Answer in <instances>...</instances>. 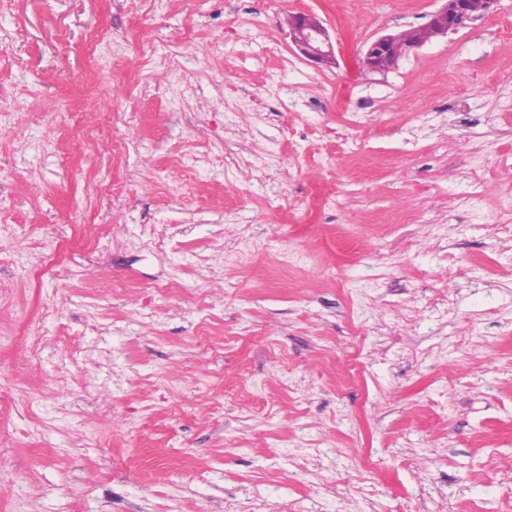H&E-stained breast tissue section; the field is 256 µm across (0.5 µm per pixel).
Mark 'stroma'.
<instances>
[{
	"instance_id": "1",
	"label": "stroma",
	"mask_w": 512,
	"mask_h": 512,
	"mask_svg": "<svg viewBox=\"0 0 512 512\" xmlns=\"http://www.w3.org/2000/svg\"><path fill=\"white\" fill-rule=\"evenodd\" d=\"M436 7L0 0V512H512V0L362 62ZM441 5L428 15L425 23L411 27L398 33L381 34L366 45L363 56L365 66L374 72L387 73L397 67L404 54L414 48H420L433 38L447 36L448 32L465 27L468 22L483 17L489 13L495 0L484 1L483 15L474 14L468 0H438ZM414 31L416 39L407 41L405 34ZM288 36L293 48L309 62L335 64V52L325 22L313 14L296 13L289 23Z\"/></svg>"
}]
</instances>
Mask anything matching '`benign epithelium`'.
I'll list each match as a JSON object with an SVG mask.
<instances>
[{"label":"benign epithelium","mask_w":512,"mask_h":512,"mask_svg":"<svg viewBox=\"0 0 512 512\" xmlns=\"http://www.w3.org/2000/svg\"><path fill=\"white\" fill-rule=\"evenodd\" d=\"M441 5L428 15L425 23L412 27L416 39L409 41L405 33L381 34L366 45L363 56L365 66L374 72L387 73L395 69L404 54L420 48L427 42L456 31L478 18L468 0H439ZM288 36L293 48L309 62L318 64L335 63V52L328 28L319 17L308 13H296L289 23Z\"/></svg>","instance_id":"obj_1"}]
</instances>
